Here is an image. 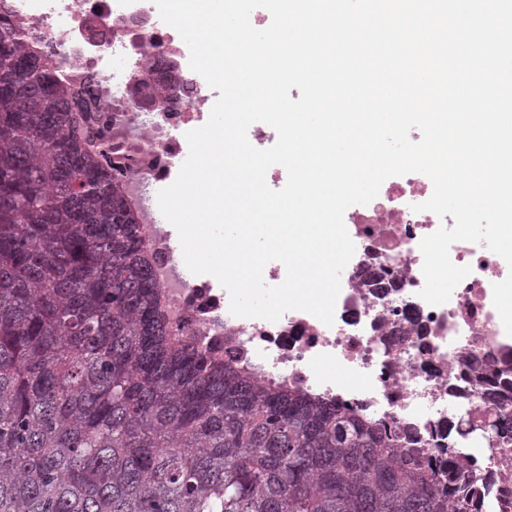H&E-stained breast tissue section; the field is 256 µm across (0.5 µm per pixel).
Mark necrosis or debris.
I'll return each mask as SVG.
<instances>
[{"label":"necrosis or debris","instance_id":"obj_1","mask_svg":"<svg viewBox=\"0 0 512 512\" xmlns=\"http://www.w3.org/2000/svg\"><path fill=\"white\" fill-rule=\"evenodd\" d=\"M22 37L56 51L58 74L87 92L81 127L87 151L112 176L140 226L159 300L176 334L258 381L333 400L385 424L441 467L480 473L505 466L502 449L468 434L480 408L478 373L512 374V336L493 304V285L512 268L485 244L458 241L449 256L471 273L448 302L420 298L419 244L452 216L415 211L433 192L411 173L345 213L355 254L341 274L335 322L285 312L277 321L230 313L211 275L188 274L174 258L173 227L159 223L150 196L170 184L188 143L206 122L211 88L189 66L185 43L146 0H6ZM495 354L488 362L487 354ZM454 454H447V447Z\"/></svg>","mask_w":512,"mask_h":512}]
</instances>
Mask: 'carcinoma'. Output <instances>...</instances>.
I'll return each mask as SVG.
<instances>
[{
    "instance_id": "cac0c4a2",
    "label": "carcinoma",
    "mask_w": 512,
    "mask_h": 512,
    "mask_svg": "<svg viewBox=\"0 0 512 512\" xmlns=\"http://www.w3.org/2000/svg\"><path fill=\"white\" fill-rule=\"evenodd\" d=\"M75 97L0 15V512H484L493 476L174 333ZM486 402L471 430L512 448Z\"/></svg>"
}]
</instances>
